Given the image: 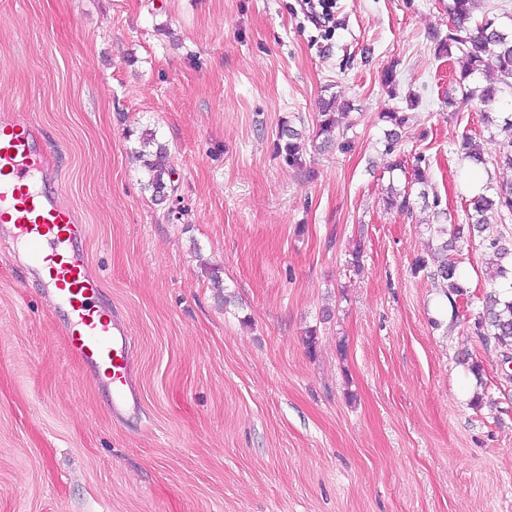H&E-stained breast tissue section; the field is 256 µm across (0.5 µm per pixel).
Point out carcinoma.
Here are the masks:
<instances>
[{
  "label": "carcinoma",
  "instance_id": "cac0c4a2",
  "mask_svg": "<svg viewBox=\"0 0 512 512\" xmlns=\"http://www.w3.org/2000/svg\"><path fill=\"white\" fill-rule=\"evenodd\" d=\"M477 0H448V15L451 26L447 34L436 30L431 35L434 54L438 58L452 59L460 57L463 62L457 82L465 88V93L478 99L486 108L495 106L505 95H512V29H507L499 17L485 14L474 19L473 10ZM483 76L484 83L476 88L466 87L472 76ZM406 109H392L382 113V120L390 125L384 133V152L391 157L387 169L389 171L406 172L405 155L401 154L400 143L403 132L413 121L414 110L419 98L408 95ZM340 120L336 112L335 98H322L319 103L316 130L313 140H322L328 144L339 127ZM503 135L498 152L492 157L485 156L483 146L477 141L467 138L460 146L461 161L473 167L492 164L498 168H512V116L503 118L500 128ZM300 132L290 125L283 127L277 152L284 156L288 164L301 167L302 146ZM141 150L138 156L143 159L146 171V188L155 199L165 197V190L171 183L173 165L167 148L156 141L153 132L145 129L139 137ZM409 184L420 186L418 197L423 206L433 210L441 217L448 215L442 208V198L432 185L429 176V165L426 159L418 158L410 173ZM387 208L400 214H411L413 210L412 191L408 187L398 188L391 185L387 188L385 198ZM472 213L468 214L465 224H446L439 228L438 233L450 235L443 241L438 252L442 254L437 265L429 266L427 260L418 259L413 268L414 273L426 272L427 277L443 283L446 296L461 293L460 274L455 261L448 258V250L453 242L468 235L479 239L483 249L497 261L499 276L509 281L508 289L511 296L500 299V293L494 291L486 295L482 312L474 318L472 333L484 345H494L501 350L504 362H512V234L491 227L487 222V214L494 213L500 223L512 222V183L503 184L491 193L479 192L470 199Z\"/></svg>",
  "mask_w": 512,
  "mask_h": 512
}]
</instances>
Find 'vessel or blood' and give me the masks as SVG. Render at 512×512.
I'll list each match as a JSON object with an SVG mask.
<instances>
[{"label":"vessel or blood","mask_w":512,"mask_h":512,"mask_svg":"<svg viewBox=\"0 0 512 512\" xmlns=\"http://www.w3.org/2000/svg\"><path fill=\"white\" fill-rule=\"evenodd\" d=\"M0 249H31L32 271L57 294L67 314L70 351L112 391V413L122 417L131 393L130 358L123 325L97 302L99 282L71 245L84 233L64 204L48 150L27 109L0 118Z\"/></svg>","instance_id":"vessel-or-blood-1"}]
</instances>
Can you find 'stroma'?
I'll return each mask as SVG.
<instances>
[{"mask_svg":"<svg viewBox=\"0 0 512 512\" xmlns=\"http://www.w3.org/2000/svg\"><path fill=\"white\" fill-rule=\"evenodd\" d=\"M447 5L336 0L322 27L301 0H0V112L28 107L55 151L135 398L113 416L25 248L0 251V512H512V378L470 329L496 262L459 241L449 303L413 272L432 212L383 203L405 176L379 115L409 94L405 152L449 223L461 142L498 148L434 55ZM331 95L349 147L288 165L284 122L311 136ZM145 129L174 166L161 202Z\"/></svg>","mask_w":512,"mask_h":512,"instance_id":"obj_1","label":"stroma"}]
</instances>
